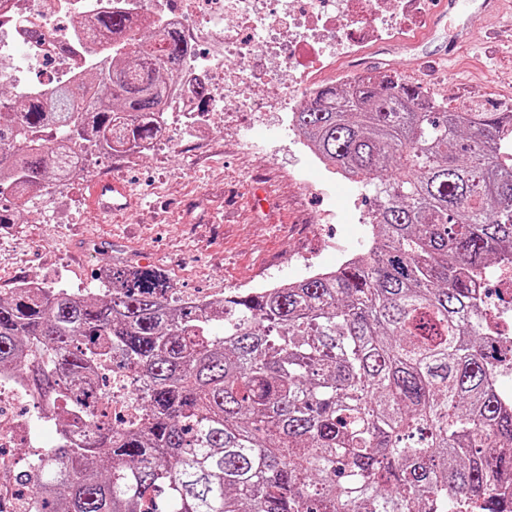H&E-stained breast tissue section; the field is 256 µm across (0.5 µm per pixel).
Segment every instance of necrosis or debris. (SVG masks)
Returning <instances> with one entry per match:
<instances>
[{"label":"necrosis or debris","mask_w":512,"mask_h":512,"mask_svg":"<svg viewBox=\"0 0 512 512\" xmlns=\"http://www.w3.org/2000/svg\"><path fill=\"white\" fill-rule=\"evenodd\" d=\"M109 0H0V70L19 84L46 92L73 82L105 40L68 21L90 20ZM385 0H170L166 20L186 38L191 54L186 75L212 85L226 120L256 123L268 112H293L315 90L313 75L332 72L362 43L385 39L404 18L426 12L427 0H402L387 12ZM281 88H274L277 76ZM245 86L261 88L243 99ZM496 293L487 300L488 325L512 335V265L492 269L486 278ZM111 394L96 412L103 421L138 418L141 401L124 371L109 358L97 363ZM35 402L30 386L12 372L0 373V505L14 512L30 500L29 488L9 481L16 458L11 447L16 427Z\"/></svg>","instance_id":"4bbe7bcc"}]
</instances>
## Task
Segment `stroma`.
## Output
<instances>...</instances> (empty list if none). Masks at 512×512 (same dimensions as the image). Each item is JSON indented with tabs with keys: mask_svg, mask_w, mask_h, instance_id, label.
I'll list each match as a JSON object with an SVG mask.
<instances>
[{
	"mask_svg": "<svg viewBox=\"0 0 512 512\" xmlns=\"http://www.w3.org/2000/svg\"><path fill=\"white\" fill-rule=\"evenodd\" d=\"M494 26L479 19L467 44L429 73L398 56L387 71L340 62L336 76L391 71L452 107L512 111V45L489 48ZM289 124L283 112L254 127L212 112L203 131L173 132L144 153L89 157L82 178L48 184L21 206L17 223L0 226V297L22 280L101 297V269L131 254L136 265L163 269L176 298L227 295L301 279L310 266L362 249L372 238L363 216L373 188L319 178ZM107 174L130 183L139 199L133 211L104 218L86 209L85 182ZM304 180L317 181V192L301 191Z\"/></svg>",
	"mask_w": 512,
	"mask_h": 512,
	"instance_id": "1",
	"label": "stroma"
}]
</instances>
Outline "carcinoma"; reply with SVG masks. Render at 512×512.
Wrapping results in <instances>:
<instances>
[{
    "label": "carcinoma",
    "mask_w": 512,
    "mask_h": 512,
    "mask_svg": "<svg viewBox=\"0 0 512 512\" xmlns=\"http://www.w3.org/2000/svg\"><path fill=\"white\" fill-rule=\"evenodd\" d=\"M94 26L112 42L98 68L10 99L0 194L73 177L78 152L144 150L172 95L206 111L180 33L115 8ZM291 120L374 188L361 258L216 303L176 301L140 266L110 269L100 300L29 281L0 299V370L61 432L24 474L29 512H512V358L476 293L512 260V112L358 77ZM103 355L131 374L141 421H98Z\"/></svg>",
    "instance_id": "obj_1"
}]
</instances>
